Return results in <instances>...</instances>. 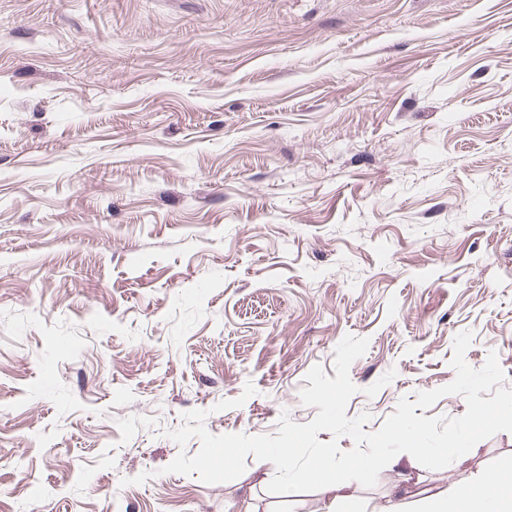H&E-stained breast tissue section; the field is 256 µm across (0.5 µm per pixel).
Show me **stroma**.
Masks as SVG:
<instances>
[{
    "label": "stroma",
    "instance_id": "obj_1",
    "mask_svg": "<svg viewBox=\"0 0 512 512\" xmlns=\"http://www.w3.org/2000/svg\"><path fill=\"white\" fill-rule=\"evenodd\" d=\"M463 331L512 389V0H0V512H304L251 455L164 473L171 432L310 422L348 335L377 431Z\"/></svg>",
    "mask_w": 512,
    "mask_h": 512
}]
</instances>
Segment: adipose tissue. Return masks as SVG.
Returning <instances> with one entry per match:
<instances>
[{
    "label": "adipose tissue",
    "mask_w": 512,
    "mask_h": 512,
    "mask_svg": "<svg viewBox=\"0 0 512 512\" xmlns=\"http://www.w3.org/2000/svg\"><path fill=\"white\" fill-rule=\"evenodd\" d=\"M391 469L395 478L387 512H403L409 498L420 512H512L511 468L501 471L493 481L478 475L466 484L437 491L415 490L401 459H394Z\"/></svg>",
    "instance_id": "1"
}]
</instances>
